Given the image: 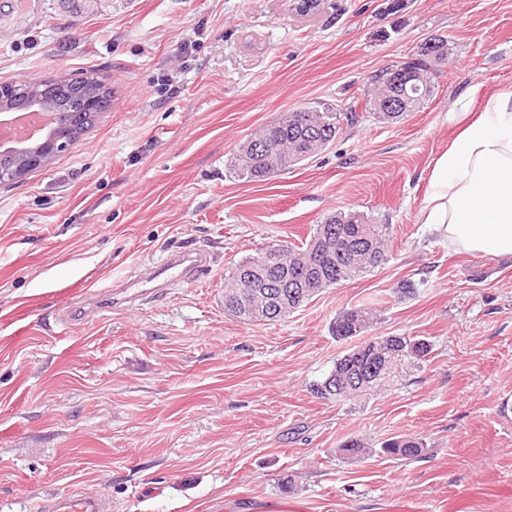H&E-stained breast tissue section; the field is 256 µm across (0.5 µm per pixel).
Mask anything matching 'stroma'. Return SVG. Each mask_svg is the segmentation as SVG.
<instances>
[{
  "mask_svg": "<svg viewBox=\"0 0 512 512\" xmlns=\"http://www.w3.org/2000/svg\"><path fill=\"white\" fill-rule=\"evenodd\" d=\"M433 38L452 54L430 101L381 121L372 76ZM89 70L111 109L0 188V512L75 489L112 512H512V257L417 222L434 159L512 88V0H324L313 17L293 0H0V83ZM317 102L359 120L267 180L233 173L255 131ZM350 210L390 225L385 264L278 321L225 313L238 262ZM177 251L210 272L63 321L75 288L147 281ZM352 307L433 350L387 391L323 399L311 385L358 344L331 331ZM351 437L366 455H339ZM401 437L422 455L383 453Z\"/></svg>",
  "mask_w": 512,
  "mask_h": 512,
  "instance_id": "stroma-1",
  "label": "stroma"
}]
</instances>
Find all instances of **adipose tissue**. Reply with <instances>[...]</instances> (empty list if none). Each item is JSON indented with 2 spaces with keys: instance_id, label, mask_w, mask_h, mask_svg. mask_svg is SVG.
<instances>
[{
  "instance_id": "ef3b65f1",
  "label": "adipose tissue",
  "mask_w": 512,
  "mask_h": 512,
  "mask_svg": "<svg viewBox=\"0 0 512 512\" xmlns=\"http://www.w3.org/2000/svg\"><path fill=\"white\" fill-rule=\"evenodd\" d=\"M418 221L450 245L512 256V89L435 159Z\"/></svg>"
}]
</instances>
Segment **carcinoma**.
Listing matches in <instances>:
<instances>
[{"label": "carcinoma", "mask_w": 512, "mask_h": 512, "mask_svg": "<svg viewBox=\"0 0 512 512\" xmlns=\"http://www.w3.org/2000/svg\"><path fill=\"white\" fill-rule=\"evenodd\" d=\"M23 94L5 101L4 106L24 108L32 97L41 98L55 114V123L66 128L77 126L80 135L92 121H81L74 112L80 106L82 95L99 91L96 111L105 112L111 106V91L93 73L74 78L39 79L31 77L18 83ZM408 111L419 112L429 102L433 88L419 87L407 90ZM356 113L343 112L331 105L317 103L308 112L291 122L282 113L254 137L243 142L231 161L237 176L252 181L264 180L288 169L321 150L335 140L342 121L353 122ZM390 225L373 224L358 211L338 213L317 225L316 231L302 247L271 244L253 257L241 260L224 278V310L246 322L271 321L264 311V285L257 273L260 267L272 268L280 280L295 286V294L288 295L277 318L300 308L321 288H329L354 279L370 268L388 260L387 237ZM254 277L251 293H241L242 277ZM314 277L320 288H303L301 284ZM376 315L365 307H353L339 313L332 325V334L347 340L370 334ZM432 351L429 340L420 336H373L336 360L333 370L314 387L324 399L352 401L387 390L407 376L409 369L426 360ZM425 450L419 438L391 440L382 452L388 455L414 458ZM368 448L359 438H350L339 445L346 458L366 454Z\"/></svg>", "instance_id": "obj_1"}]
</instances>
